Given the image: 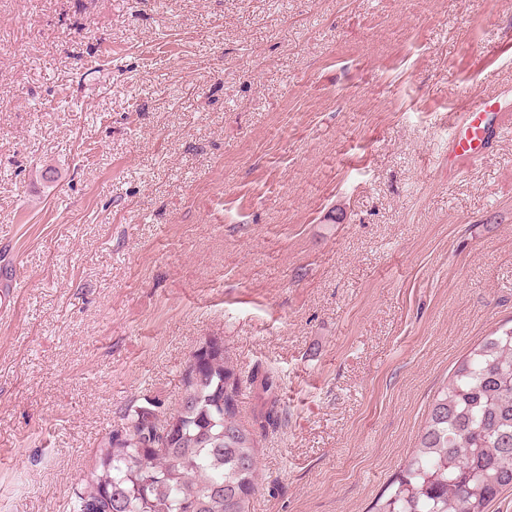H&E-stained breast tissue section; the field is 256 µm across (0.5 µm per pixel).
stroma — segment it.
I'll return each instance as SVG.
<instances>
[{
	"instance_id": "1",
	"label": "stroma",
	"mask_w": 512,
	"mask_h": 512,
	"mask_svg": "<svg viewBox=\"0 0 512 512\" xmlns=\"http://www.w3.org/2000/svg\"><path fill=\"white\" fill-rule=\"evenodd\" d=\"M510 43L512 0H0V512H68L213 337L283 412L251 512H373L512 321V112L448 161Z\"/></svg>"
}]
</instances>
